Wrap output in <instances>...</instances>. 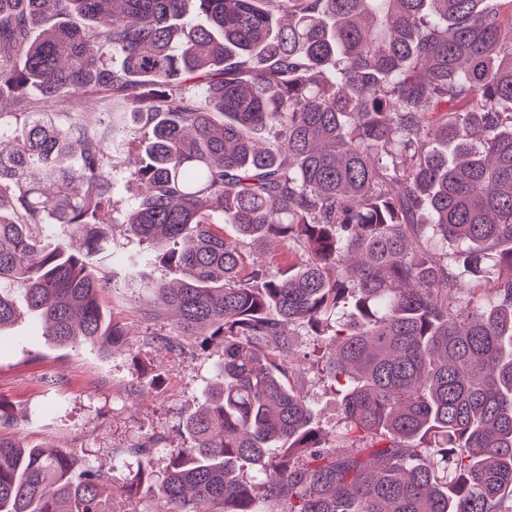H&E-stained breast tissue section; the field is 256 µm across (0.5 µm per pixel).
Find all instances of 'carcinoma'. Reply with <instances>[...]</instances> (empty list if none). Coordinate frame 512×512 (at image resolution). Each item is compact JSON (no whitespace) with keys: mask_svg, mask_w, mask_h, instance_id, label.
I'll return each instance as SVG.
<instances>
[{"mask_svg":"<svg viewBox=\"0 0 512 512\" xmlns=\"http://www.w3.org/2000/svg\"><path fill=\"white\" fill-rule=\"evenodd\" d=\"M506 104L512 0H0V330L20 297L60 346L133 349L100 292L108 153L134 147L129 232L164 248L137 266L185 274L128 275L137 308L222 348L169 467L157 436L112 449L146 512H512ZM302 330L334 344L332 435L285 383ZM102 485L0 436V512H112Z\"/></svg>","mask_w":512,"mask_h":512,"instance_id":"cac0c4a2","label":"carcinoma"}]
</instances>
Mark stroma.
I'll use <instances>...</instances> for the list:
<instances>
[{
    "mask_svg": "<svg viewBox=\"0 0 512 512\" xmlns=\"http://www.w3.org/2000/svg\"><path fill=\"white\" fill-rule=\"evenodd\" d=\"M134 193V187L122 184L114 196L121 211L120 223L112 227V261L117 265L141 250L125 225ZM137 296L136 287L123 285L101 295L107 313L134 332L136 346L129 353L106 355L95 346H56L26 315L0 331V402L23 418L16 429L7 430V437L28 446L48 443L90 460L108 477L112 512H144L148 504L144 494L129 493L135 472L113 467L112 449L130 447L150 434L162 436L164 447L153 464L164 469L170 449L188 446L178 423L195 410L222 358L216 346L201 351L188 344L174 351L147 343V335L168 332L169 327L166 321L141 316ZM293 343L301 354L294 363L293 381L311 402L315 425L326 432L340 427L342 399L326 374L327 344L305 333ZM48 375L58 378L56 391H46L43 379ZM54 399L63 402L62 413L51 421L36 420V412Z\"/></svg>",
    "mask_w": 512,
    "mask_h": 512,
    "instance_id": "stroma-1",
    "label": "stroma"
}]
</instances>
